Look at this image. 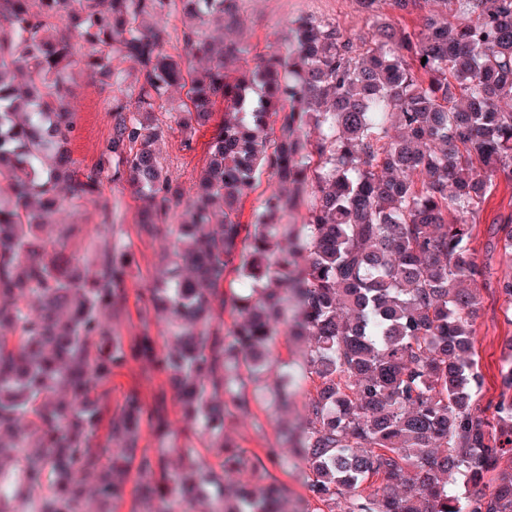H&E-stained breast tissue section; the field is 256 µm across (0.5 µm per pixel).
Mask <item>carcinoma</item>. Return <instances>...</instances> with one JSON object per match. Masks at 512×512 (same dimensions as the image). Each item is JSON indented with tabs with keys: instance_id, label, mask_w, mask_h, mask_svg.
<instances>
[{
	"instance_id": "1",
	"label": "carcinoma",
	"mask_w": 512,
	"mask_h": 512,
	"mask_svg": "<svg viewBox=\"0 0 512 512\" xmlns=\"http://www.w3.org/2000/svg\"><path fill=\"white\" fill-rule=\"evenodd\" d=\"M445 10L415 35L379 23L369 36L300 20L295 49H276L250 78L228 81L241 48L214 50L196 25L187 55L165 53L169 33L146 16L180 11L232 17L238 0H0V512H102L139 485L147 512H284L288 459L224 439L228 416L285 404L293 365L273 354L284 323L276 286L301 311L294 334L312 343L302 364L314 383L296 435L314 512H512V365L486 406L470 319L472 289L489 280L478 262L476 215L493 173L512 167V0H439ZM454 7L455 20L446 8ZM68 17L91 47L79 60L55 37ZM139 77L112 96L111 167L84 172L68 151L76 124L71 71L81 65L122 86L112 54ZM173 85L187 88L178 124H208L217 100L234 110L210 142L189 220L165 269L137 308L143 327L166 318L160 349L144 331L124 338L101 315L127 308L133 258L115 242L88 261L64 251L89 236L52 224L60 203L101 193L102 178L144 201L136 227L149 237L183 189L155 149L156 112ZM133 97L137 111L127 108ZM313 123L320 135L310 140ZM308 194L305 236L282 223L295 198L272 192L254 222L240 203L258 170ZM512 258V214L489 228ZM243 288H225L230 276ZM512 323V276L497 280ZM234 322L227 327L224 313ZM135 363L175 394L148 406L138 388L112 408V377ZM272 388L261 385L271 366ZM158 440L139 447L143 425ZM219 463H207L198 445ZM124 451L111 455V446ZM179 456V467L169 462ZM247 472L255 490L225 477ZM455 473L489 493L460 496Z\"/></svg>"
}]
</instances>
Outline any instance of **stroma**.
Returning <instances> with one entry per match:
<instances>
[{
  "label": "stroma",
  "mask_w": 512,
  "mask_h": 512,
  "mask_svg": "<svg viewBox=\"0 0 512 512\" xmlns=\"http://www.w3.org/2000/svg\"><path fill=\"white\" fill-rule=\"evenodd\" d=\"M303 17L334 24L352 37L369 32L373 19L362 12L357 0H242L236 21L209 25L204 34L216 41H233L242 46V54L227 65V74L234 80L251 72L268 51L291 48L290 32ZM72 82L71 108L76 117V130L69 150L79 167L89 170L101 165L100 147L112 132L107 107L116 90L91 71L80 68L74 70ZM184 98L179 88H170L165 109L159 114L167 129L157 149L172 176L188 189L207 164L210 142L224 123L225 107L223 103H216L210 122L188 134L174 124ZM187 138L192 141L188 149L183 146ZM141 206L142 201L133 188L108 183L102 196L65 202L57 216L58 223L87 225L91 233L125 244L132 254L133 275L128 282L127 311L109 320L113 330L126 337L145 330L155 337L164 333L165 327L158 321L142 327L136 308L153 284L159 258L169 249L174 239L172 231L182 224L185 213L184 206L173 207L166 219L169 234L151 238L138 235L135 228ZM106 208L111 210L112 219L108 230L103 231L99 225ZM510 213L512 180L499 174L493 178L490 192L480 206V222L474 242L479 261L490 264L496 279L512 275V262L506 261L500 252L489 250L487 229L501 216ZM477 290L482 304L473 320V339L485 381L481 398L487 401L498 397L502 388L500 370L512 363V323L506 321L502 302L493 295L489 285L478 284ZM304 415L305 397L300 394L295 396L289 409L267 411L257 407L252 414L229 419L226 432L239 446L259 449L279 443L281 429L299 424ZM258 422L264 426V435H257L254 430Z\"/></svg>",
  "instance_id": "stroma-1"
}]
</instances>
